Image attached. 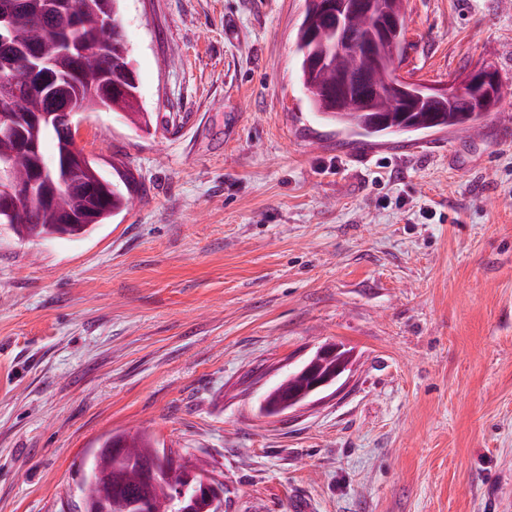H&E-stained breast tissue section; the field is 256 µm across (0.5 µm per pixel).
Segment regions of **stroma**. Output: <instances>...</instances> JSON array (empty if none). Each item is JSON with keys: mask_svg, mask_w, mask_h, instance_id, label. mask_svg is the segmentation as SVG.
Segmentation results:
<instances>
[{"mask_svg": "<svg viewBox=\"0 0 512 512\" xmlns=\"http://www.w3.org/2000/svg\"><path fill=\"white\" fill-rule=\"evenodd\" d=\"M402 75L512 87V0H408ZM307 0H124L141 129L78 142L134 206L0 224V512H80L113 431L207 460L224 512H512V97L481 135L362 145L309 105ZM353 353L316 403L264 393ZM331 361L330 369L324 371L323 365ZM346 352L339 346L329 345L318 349L315 354L303 361L293 372L303 374L307 377V384L298 392L288 396L283 394L276 399H263L260 404V412L268 417L274 418L284 414L286 411L300 409L324 392L333 388L351 367Z\"/></svg>", "mask_w": 512, "mask_h": 512, "instance_id": "1", "label": "stroma"}]
</instances>
